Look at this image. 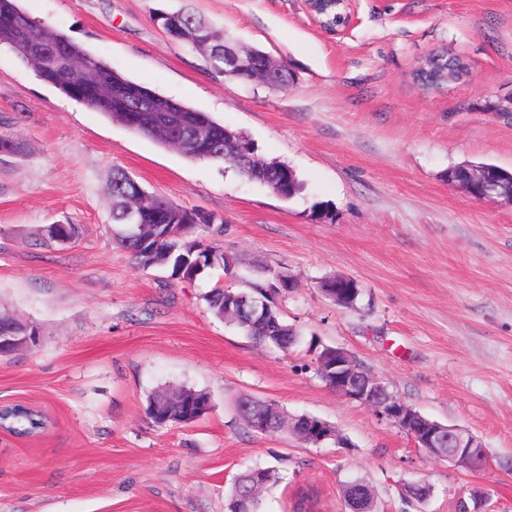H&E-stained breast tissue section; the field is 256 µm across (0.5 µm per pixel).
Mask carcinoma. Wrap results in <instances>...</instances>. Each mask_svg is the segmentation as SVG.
Wrapping results in <instances>:
<instances>
[{
  "label": "carcinoma",
  "instance_id": "carcinoma-1",
  "mask_svg": "<svg viewBox=\"0 0 512 512\" xmlns=\"http://www.w3.org/2000/svg\"><path fill=\"white\" fill-rule=\"evenodd\" d=\"M0 17H7L11 24L0 26V46L9 47L17 57L24 58L31 46H41L42 57L35 68L43 81L53 85L63 95L83 103L107 118L125 125L130 130L156 139L165 146L178 149L186 157L194 160L224 161L232 164L237 173L248 181L256 179L258 162L239 160L236 132L212 120L206 113L191 106L178 103L168 112H152V124L143 128L130 119V113L119 112L112 98L98 96L93 92L98 78L102 75L116 85H134L141 91L144 100L152 103L161 101V94L137 83L109 64L97 58L81 45L73 42L62 32L53 30L28 17L19 4V0H0ZM173 17L188 30L186 42L204 53L219 67L224 64V47L236 46V43L215 33L202 18L190 12H175ZM69 57L88 64L83 87L76 86V80L63 75L61 58ZM108 194L111 200L112 224L119 226L113 237L121 249L134 259L143 269L168 268L170 277L175 279L182 270H190L194 275L208 268L218 267L234 276L239 266L238 256L224 250L217 244L203 245L192 237L195 228L208 233L213 231L216 218L212 215L195 227L188 224L190 211L184 210L166 198L137 190L136 181L125 171L115 169L109 182ZM140 213L141 230L129 232L128 213L131 209ZM291 290L288 276L280 272H270L259 283H249V287L236 291L263 305V311L253 315L236 307H228L224 302V289L214 288L205 295V301L213 315L241 330L252 341L281 351H288L302 342L299 330L289 324L277 300ZM180 393L184 398H210L205 391L183 387L159 390L153 393L146 406V413L157 425L176 422L191 424L209 413L210 408H198L183 402L173 403L171 397ZM238 413L248 428H253L251 419L256 415L269 414L273 424L288 427V415L278 405L243 397L238 401ZM11 433L16 436H30L42 431L47 420L33 409L6 407L0 419ZM282 481L280 470L276 467H248L240 472L228 492V512H236L239 501L248 491H253L250 500V512H259L264 492Z\"/></svg>",
  "mask_w": 512,
  "mask_h": 512
}]
</instances>
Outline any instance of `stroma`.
I'll return each instance as SVG.
<instances>
[{
	"instance_id": "1",
	"label": "stroma",
	"mask_w": 512,
	"mask_h": 512,
	"mask_svg": "<svg viewBox=\"0 0 512 512\" xmlns=\"http://www.w3.org/2000/svg\"><path fill=\"white\" fill-rule=\"evenodd\" d=\"M129 79L208 113L288 164L285 199L226 162L192 160L110 121L0 49V133L25 145L0 157V309L38 325L37 347L0 358V405L45 412L48 430H0V512H224L236 475L285 457L286 479L260 512H345L342 484L375 492L376 512H458L472 489L483 512H512V204L449 184L450 168L512 171V0H353L341 32L308 0H21ZM187 10L285 61L295 79L251 85L172 39L159 13ZM466 71L437 89L416 69L432 54ZM187 210L222 218L217 240L237 276L176 282L137 268L114 241L105 182L113 169ZM52 224L78 237L43 244ZM282 272L279 303L306 342L256 346L204 295ZM348 277L356 304L323 281ZM353 353L423 415L482 440L470 471L429 457L368 407L326 386L308 339ZM209 392L210 412L156 426L149 395ZM249 394L328 421L346 445L262 435L241 421ZM431 488L423 502L405 487Z\"/></svg>"
}]
</instances>
